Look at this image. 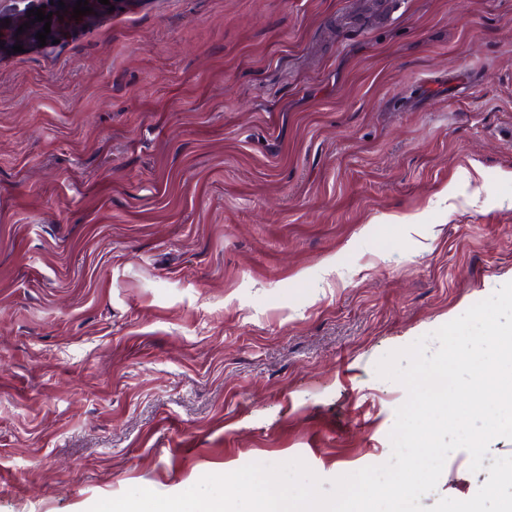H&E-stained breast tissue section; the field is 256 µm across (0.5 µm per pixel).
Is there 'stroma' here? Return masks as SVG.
<instances>
[{
  "label": "stroma",
  "mask_w": 512,
  "mask_h": 512,
  "mask_svg": "<svg viewBox=\"0 0 512 512\" xmlns=\"http://www.w3.org/2000/svg\"><path fill=\"white\" fill-rule=\"evenodd\" d=\"M50 37L0 46V512L387 462L378 362L512 282V0H109Z\"/></svg>",
  "instance_id": "stroma-1"
}]
</instances>
